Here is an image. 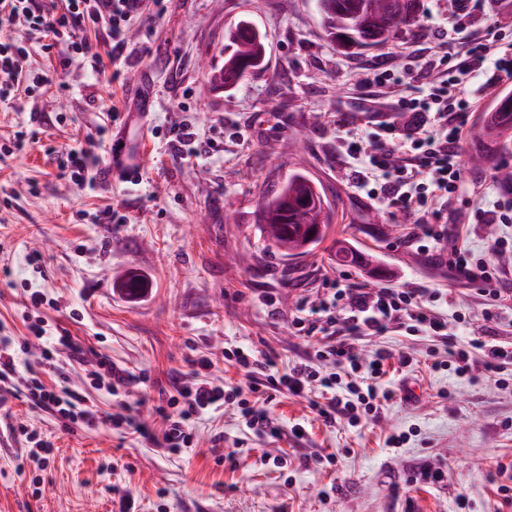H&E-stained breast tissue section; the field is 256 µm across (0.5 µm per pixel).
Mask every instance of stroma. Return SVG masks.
I'll list each match as a JSON object with an SVG mask.
<instances>
[{
	"label": "stroma",
	"mask_w": 512,
	"mask_h": 512,
	"mask_svg": "<svg viewBox=\"0 0 512 512\" xmlns=\"http://www.w3.org/2000/svg\"><path fill=\"white\" fill-rule=\"evenodd\" d=\"M452 7L417 0V26L382 50L350 54L325 36L317 0H164L147 5L132 29L134 54L117 81L83 65L62 68L64 44L45 48L28 25L0 30V41L26 49V70L50 78L0 105V332L27 336L23 292L43 293L39 313L54 333L135 377L129 393L114 396L91 388L77 366L70 386L136 425L128 434L102 425L67 432L25 398L10 399L0 409V512H512L497 491L498 464L512 466V385L485 376L479 358L458 376L442 343L401 328L362 345L368 356L386 351L379 384L395 393L373 423L326 426L311 407L322 398L315 389L264 404L280 436H256L227 405L195 420L194 448L174 453L158 442L159 393L191 376L195 354L211 359L214 385L243 391L251 374L225 362V349L271 355L277 375L305 359L313 342L296 336L291 320L327 278L441 289L438 311L470 319L458 346L491 333L512 342V304L486 325L477 285L457 279L439 252L410 245L407 225L367 198L340 152L337 119L355 127L394 114L388 100H364L363 63L380 53L404 59L424 34L421 20ZM243 18L266 38L264 68L217 87L201 61L222 64L225 34ZM145 67L153 78L146 124L161 135L146 148L141 183L89 189L62 176L69 150L88 147L106 159L112 138L97 131L112 127V112L131 111V83ZM503 92L485 91L461 149H488L489 165L465 174L482 178L475 195L489 202L496 166L512 165V134L482 141L475 131ZM183 126L196 134V154L169 139ZM296 172L327 198L333 223L312 255L289 259L264 248L258 210ZM109 212L117 222L106 220ZM448 230L477 255L512 241V224ZM340 242L388 266L390 278L338 261ZM131 269L148 281L136 299L112 288L113 276ZM405 354L412 364H400ZM19 423L52 443L48 465L32 459V443L12 437ZM393 436L403 444L389 446ZM426 463L441 467L442 481L409 483Z\"/></svg>",
	"instance_id": "obj_1"
}]
</instances>
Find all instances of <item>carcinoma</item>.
<instances>
[{
	"mask_svg": "<svg viewBox=\"0 0 512 512\" xmlns=\"http://www.w3.org/2000/svg\"><path fill=\"white\" fill-rule=\"evenodd\" d=\"M409 0H318L325 32L346 49L365 50L368 42L387 43L416 23L408 14ZM232 51L224 57V82L228 83L258 70L263 60L259 34L247 22L229 32ZM512 130V94L501 97L478 129L481 137H493ZM326 200L306 175L294 173L272 194L263 197L258 221L268 247L287 257L312 252L325 238L329 216H321ZM323 229L313 238L316 224Z\"/></svg>",
	"mask_w": 512,
	"mask_h": 512,
	"instance_id": "cac0c4a2",
	"label": "carcinoma"
}]
</instances>
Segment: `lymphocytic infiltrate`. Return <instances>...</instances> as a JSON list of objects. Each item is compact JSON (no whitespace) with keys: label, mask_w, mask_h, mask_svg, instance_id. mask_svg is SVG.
Wrapping results in <instances>:
<instances>
[{"label":"lymphocytic infiltrate","mask_w":512,"mask_h":512,"mask_svg":"<svg viewBox=\"0 0 512 512\" xmlns=\"http://www.w3.org/2000/svg\"><path fill=\"white\" fill-rule=\"evenodd\" d=\"M144 0H66L63 12L54 13L41 0H0V27L25 22L33 29L66 38L86 60L92 72L105 66L126 63L130 47L128 32L143 15ZM105 27L109 50L93 52L86 38L89 27ZM506 35L501 27H492L477 35L466 34L451 39L436 33V41L425 63L418 66L412 80L413 90H406L386 60L371 64L362 87L374 96L394 100L397 119L375 123L372 131L343 141L348 163L367 197L376 204L401 212L416 230L411 244L419 250L437 249L447 258L458 279L479 284L487 303L485 322H496L504 302L512 298L502 275V261L512 257V245L499 240L482 257H474L458 238L447 232V224L456 215H465L471 224H511L512 185L500 188L491 207L475 202L459 163L466 127L479 102L459 86L460 76L481 80L484 86L512 84V54L498 53L497 46ZM24 54L13 44L0 42V103L13 100L14 89L27 83L22 65ZM438 299L434 289L417 288H340L334 280H324L317 302L293 318L297 336L321 337L313 355L296 363L288 373L275 376L268 369L270 356H257L253 350L237 347L225 351L228 361L245 369L262 370V377L252 378L250 398H239L237 391H227L203 378L209 369L207 356L193 359L191 381L176 382L177 394L157 405L158 414L176 409V420L163 433L165 447L174 451L193 447L190 425L195 419L224 405L238 404L248 429L257 435L279 436L257 401H268L279 394L303 395L312 385L330 390L331 398L317 412L325 424L334 425L345 418L357 425L373 420L383 402L394 392L377 387L386 356L375 353L363 361L360 348L364 337L380 335L394 326H402L412 336H432L448 348V356L460 374L472 369V351H481L487 371L499 374L512 364V343L497 339H474L469 348L457 347L448 324L432 308ZM33 338L43 345L38 369L20 371V357L27 353L28 342L12 336H0V405L10 397L24 393L40 410L55 416L64 429L92 427L102 423L122 430L129 419L115 413L99 416L87 392L69 387L68 369L87 363L84 350L69 334L50 335L41 317L28 324ZM342 366L344 376L323 375L325 362ZM90 364V363H87ZM90 384L97 390L118 394L129 387L134 377L118 367L111 358L100 355L90 364Z\"/></svg>","instance_id":"lymphocytic-infiltrate-1"}]
</instances>
